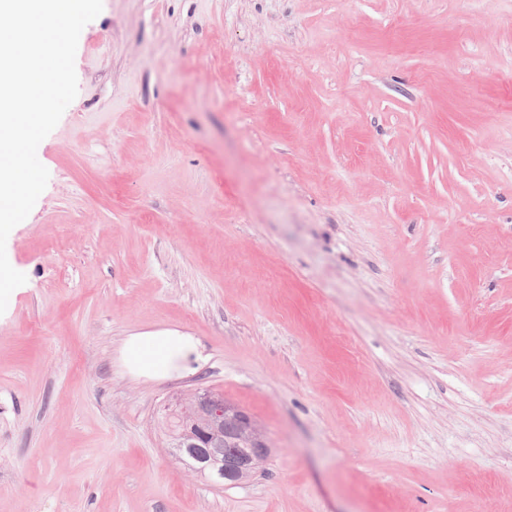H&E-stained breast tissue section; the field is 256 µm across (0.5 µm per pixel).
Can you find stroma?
<instances>
[{"label":"stroma","mask_w":512,"mask_h":512,"mask_svg":"<svg viewBox=\"0 0 512 512\" xmlns=\"http://www.w3.org/2000/svg\"><path fill=\"white\" fill-rule=\"evenodd\" d=\"M75 69L6 244L0 512H512V0H103ZM160 328L207 363L125 375ZM200 389L270 440L240 483L170 453ZM118 361L125 374L147 382L196 372L207 362V356L195 336L168 328L126 336Z\"/></svg>","instance_id":"1"}]
</instances>
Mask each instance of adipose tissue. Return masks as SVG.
I'll use <instances>...</instances> for the list:
<instances>
[{
    "mask_svg": "<svg viewBox=\"0 0 512 512\" xmlns=\"http://www.w3.org/2000/svg\"><path fill=\"white\" fill-rule=\"evenodd\" d=\"M118 361L125 374L147 382L196 372L207 357L195 336L168 328L126 336L119 348Z\"/></svg>",
    "mask_w": 512,
    "mask_h": 512,
    "instance_id": "1",
    "label": "adipose tissue"
}]
</instances>
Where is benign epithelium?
<instances>
[{
    "mask_svg": "<svg viewBox=\"0 0 512 512\" xmlns=\"http://www.w3.org/2000/svg\"><path fill=\"white\" fill-rule=\"evenodd\" d=\"M178 412L189 423L172 454L192 457L197 470L217 480L250 476L269 454L271 445L262 427L244 409L208 389L178 400Z\"/></svg>",
    "mask_w": 512,
    "mask_h": 512,
    "instance_id": "benign-epithelium-1",
    "label": "benign epithelium"
}]
</instances>
